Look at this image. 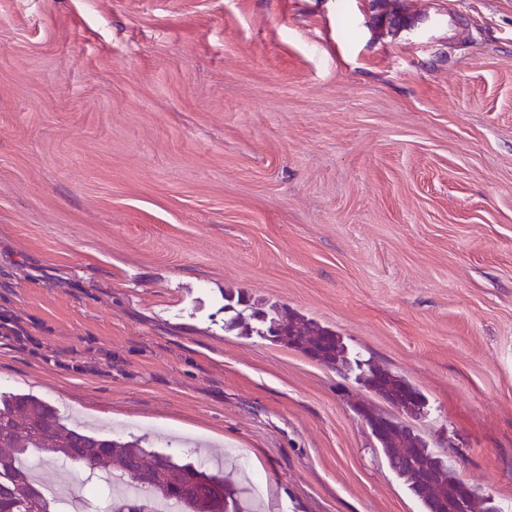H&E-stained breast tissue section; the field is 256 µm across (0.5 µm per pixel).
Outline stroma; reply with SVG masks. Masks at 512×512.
Segmentation results:
<instances>
[{
	"instance_id": "stroma-1",
	"label": "stroma",
	"mask_w": 512,
	"mask_h": 512,
	"mask_svg": "<svg viewBox=\"0 0 512 512\" xmlns=\"http://www.w3.org/2000/svg\"><path fill=\"white\" fill-rule=\"evenodd\" d=\"M0 0V395L223 458L229 512H423L380 397L224 328L279 304L426 397L512 512V0ZM263 480L247 489L239 461Z\"/></svg>"
}]
</instances>
